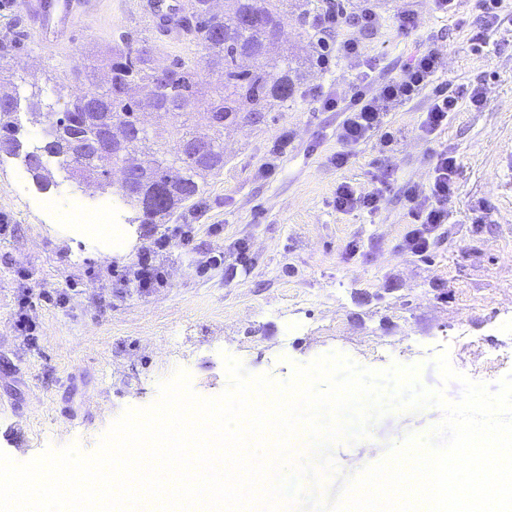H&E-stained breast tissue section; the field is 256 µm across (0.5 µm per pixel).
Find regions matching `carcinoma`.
Segmentation results:
<instances>
[{"label":"carcinoma","mask_w":512,"mask_h":512,"mask_svg":"<svg viewBox=\"0 0 512 512\" xmlns=\"http://www.w3.org/2000/svg\"><path fill=\"white\" fill-rule=\"evenodd\" d=\"M290 2L224 0V13L217 14L211 0H193L191 32L200 58L175 57L165 67L168 82L159 85L146 51L132 48V37L123 34L125 49L110 59L105 84L94 82L92 65L71 71L67 83L53 90L64 99L60 112L39 88L24 96L3 90L0 76V101L14 102V111L0 112V160L21 158L43 189L56 184L57 171L111 188L135 212L131 223H167L205 193L208 175L224 169V137L242 116L261 123L270 103L286 107L295 101L293 59L281 47ZM204 67L224 71V85L210 96L200 81ZM147 106L174 123L141 138L140 114ZM38 124L48 126L46 138L29 147L25 127ZM200 126L208 130L202 155L196 150ZM92 137L96 149L87 144ZM124 160L137 168L128 184L112 180L113 168Z\"/></svg>","instance_id":"obj_1"}]
</instances>
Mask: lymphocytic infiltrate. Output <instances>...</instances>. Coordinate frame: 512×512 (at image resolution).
Returning a JSON list of instances; mask_svg holds the SVG:
<instances>
[{
  "label": "lymphocytic infiltrate",
  "mask_w": 512,
  "mask_h": 512,
  "mask_svg": "<svg viewBox=\"0 0 512 512\" xmlns=\"http://www.w3.org/2000/svg\"><path fill=\"white\" fill-rule=\"evenodd\" d=\"M424 92L429 95V105L421 127L426 135L433 136L447 128L452 112L459 109L461 98L451 82L441 79L433 50L417 55L405 66L399 79L380 83L365 71L358 82L353 83L348 96L324 98V110L343 115L338 129L343 149L336 154V165L345 166L353 148L371 132H380L385 146H392L395 135L384 125L385 111L390 105L407 103ZM456 169V157L448 151H440L431 168L428 189L413 185L406 190L409 225L403 244L415 255L424 256L432 250L436 231L448 221V199Z\"/></svg>",
  "instance_id": "obj_1"
}]
</instances>
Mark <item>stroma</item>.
<instances>
[{"instance_id": "stroma-1", "label": "stroma", "mask_w": 512, "mask_h": 512, "mask_svg": "<svg viewBox=\"0 0 512 512\" xmlns=\"http://www.w3.org/2000/svg\"><path fill=\"white\" fill-rule=\"evenodd\" d=\"M19 0H0V68L19 92L51 88L58 77L105 53L120 31L133 29L155 63L198 56L195 43H172L136 12L121 15L101 0L80 20L61 53H40ZM375 26L351 23L328 44L353 38L362 59L316 61L311 18L289 16L283 41L297 69L296 100L275 106L261 125H240L224 139V170L201 198L175 216L190 225L191 248L157 240L164 224H136L121 251L73 228L36 204L50 196L59 210L79 199L95 205L112 194L56 174V186L16 190L13 165L0 163V451L18 463L48 449L77 446L95 453L126 410L156 403L161 382L183 371L191 389L212 398L228 384L224 358L252 375L287 382L294 365L339 353L360 367H414L420 382L443 388L435 366L447 353L454 370L496 386L512 374V0H503L498 30L484 47L472 38L483 23L474 0L455 19L433 0H373ZM418 25L398 26L402 7ZM439 74L463 92L481 87L483 102L462 103L435 137L420 130L427 96L389 109L393 148L371 135L337 167L341 115L322 110L315 93L345 95L363 63L378 81L401 75L426 49ZM288 136L283 153L275 148ZM457 157L452 215L428 257L402 247L408 186L427 185L434 154ZM381 192L378 211L342 212L336 188ZM246 245L240 260L238 245ZM162 274L141 285L140 257ZM443 417L434 407L396 411L367 438L340 442L333 456L338 489L354 475L352 460H383L407 434L423 436Z\"/></svg>"}]
</instances>
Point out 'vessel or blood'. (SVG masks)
I'll use <instances>...</instances> for the list:
<instances>
[{"label": "vessel or blood", "instance_id": "vessel-or-blood-1", "mask_svg": "<svg viewBox=\"0 0 512 512\" xmlns=\"http://www.w3.org/2000/svg\"><path fill=\"white\" fill-rule=\"evenodd\" d=\"M96 7L97 0H27L24 11L42 51L51 55L70 43L75 16H92ZM134 8L148 25L168 41L180 42L188 38L189 0H183L178 17L174 20L155 12L150 0H135Z\"/></svg>", "mask_w": 512, "mask_h": 512}]
</instances>
